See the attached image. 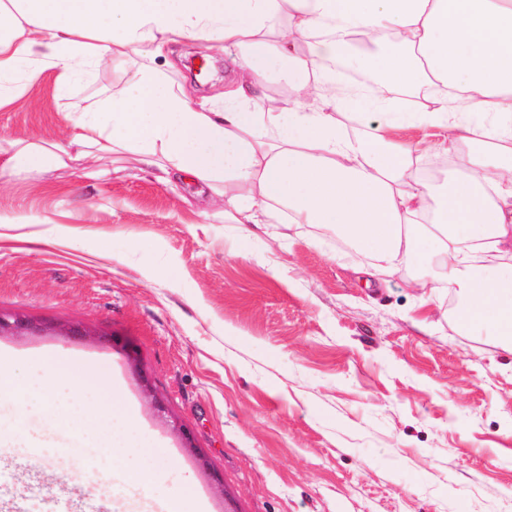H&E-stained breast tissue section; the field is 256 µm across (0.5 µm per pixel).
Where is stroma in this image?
<instances>
[{"instance_id":"35a3bbf8","label":"stroma","mask_w":512,"mask_h":512,"mask_svg":"<svg viewBox=\"0 0 512 512\" xmlns=\"http://www.w3.org/2000/svg\"><path fill=\"white\" fill-rule=\"evenodd\" d=\"M224 52L175 46L167 77L192 101L224 94ZM116 71L61 89L44 70L0 111V146H67L68 113L107 99ZM397 137L427 148L445 181L446 129ZM202 184L162 183L136 156L67 161L0 179V311L41 329L0 335V503L61 512L76 481L105 512H150L190 489L186 512H512V344L457 327L448 291L421 299L418 267L379 286L342 260L333 232L225 223ZM47 242L33 247L23 234ZM68 232L73 243L60 241ZM77 326V335L57 326ZM118 383L136 413L118 440L142 448L149 488L125 483L109 449L75 443L29 397L49 359ZM194 430L198 465L168 424Z\"/></svg>"}]
</instances>
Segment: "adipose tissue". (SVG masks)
I'll return each instance as SVG.
<instances>
[{
  "label": "adipose tissue",
  "instance_id": "obj_1",
  "mask_svg": "<svg viewBox=\"0 0 512 512\" xmlns=\"http://www.w3.org/2000/svg\"><path fill=\"white\" fill-rule=\"evenodd\" d=\"M189 37L233 53L223 101L192 107L161 69L169 46ZM359 38L383 53L353 65L382 73L390 96L325 69ZM128 59L111 98L73 118L80 155L132 152L165 176L204 182L230 224L336 230L370 258L372 278L434 266L412 288L453 291L459 326L512 340V0H0V109L43 68L65 87ZM419 95L416 111L395 110ZM346 112L381 120L351 135L338 121ZM411 121L466 146L462 177L443 186L419 177L423 149L391 135ZM62 163L30 142L0 162V178ZM100 384L53 362L40 410L85 442H111L113 466L148 486L151 473L128 466L136 448L91 420L132 423L120 396L92 415L57 396L62 385L78 396Z\"/></svg>",
  "mask_w": 512,
  "mask_h": 512
}]
</instances>
